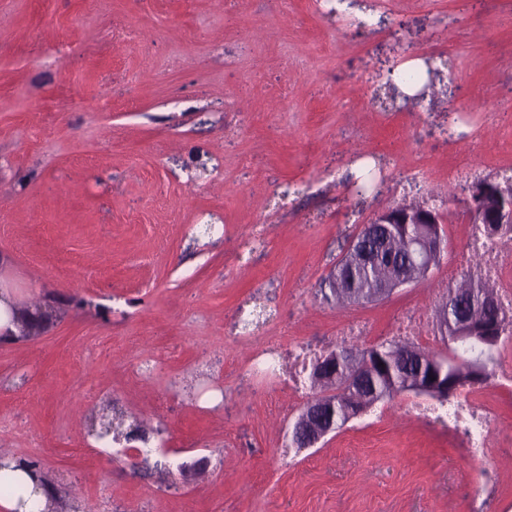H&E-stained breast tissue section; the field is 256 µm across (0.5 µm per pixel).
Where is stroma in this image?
Masks as SVG:
<instances>
[{
  "label": "stroma",
  "mask_w": 512,
  "mask_h": 512,
  "mask_svg": "<svg viewBox=\"0 0 512 512\" xmlns=\"http://www.w3.org/2000/svg\"><path fill=\"white\" fill-rule=\"evenodd\" d=\"M431 59L417 95L389 85ZM512 176V0H0V289L50 304L0 342V457L38 462L59 512H469L447 435L381 401L316 447L306 398L256 351L359 347L437 318L471 230L466 185ZM440 206L450 249L384 300L328 281L361 224ZM265 320L241 337L250 311ZM493 453L512 512V401ZM145 433L166 453L98 447ZM253 360V367L267 376L280 378L285 372L282 352L277 347L261 349Z\"/></svg>",
  "instance_id": "obj_1"
}]
</instances>
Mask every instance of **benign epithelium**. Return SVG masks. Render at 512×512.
Instances as JSON below:
<instances>
[{"label":"benign epithelium","instance_id":"7a95c632","mask_svg":"<svg viewBox=\"0 0 512 512\" xmlns=\"http://www.w3.org/2000/svg\"><path fill=\"white\" fill-rule=\"evenodd\" d=\"M467 216L474 224L484 225L488 233H493L492 224L512 223V195L503 194L495 203H490L487 197L486 184L473 182L468 186ZM445 219L442 214L433 209L425 208L418 212L407 211L394 215L391 210H385L370 218L360 226L346 255L338 262L336 268L329 274V282L333 288L345 290L351 301L356 304L372 303L392 295L396 290L408 287L414 280L400 271L393 279L384 280L378 287L361 289L353 287L356 274L362 273L369 266V256L366 249L367 240L378 231L386 237H391L397 227L405 229L406 236L411 239L413 263L429 274L437 267L444 255L448 254V236L443 230ZM456 296L450 295L439 312L441 324H449L452 330V342L465 343L470 339L490 340L496 335V322L493 310L498 308L495 297L472 301L470 311L465 315L455 312ZM353 358L361 361V371L351 374L345 383V394L352 397L356 387L366 373L372 370L369 354L363 355L350 349H343L339 355L326 354L318 358L313 366V373L320 379L322 386L329 387L330 380L336 378L341 367ZM440 364L439 360L430 361V365H421L415 385L410 392L427 396L434 388L437 375L433 369ZM336 431V393L330 391L305 404L301 413L289 428L291 442L302 440L304 447L311 448L323 437Z\"/></svg>","mask_w":512,"mask_h":512}]
</instances>
